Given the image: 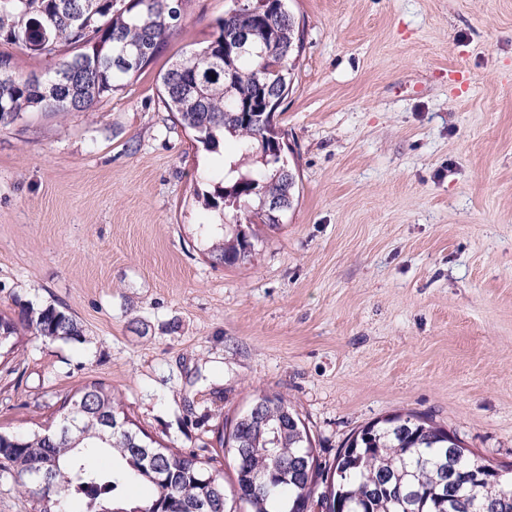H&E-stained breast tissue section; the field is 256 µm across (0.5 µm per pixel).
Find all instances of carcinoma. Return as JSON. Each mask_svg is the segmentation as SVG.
<instances>
[{"label": "carcinoma", "instance_id": "1", "mask_svg": "<svg viewBox=\"0 0 512 512\" xmlns=\"http://www.w3.org/2000/svg\"><path fill=\"white\" fill-rule=\"evenodd\" d=\"M217 21L208 44L173 63L161 76L165 104L194 141L216 151L230 139L235 153L252 154L259 167L243 172L224 156L229 168L207 179L196 192L213 225L224 232L212 245L211 258L226 266L247 261L238 226H274L263 200L283 196L288 185L282 157L263 143L264 99L288 96L293 82L292 55L304 33L286 7L287 0H233ZM181 9L176 0H0V43L22 46L36 57L71 53L51 71L26 77L0 54V125L31 111L66 115L89 111L103 98L123 90L161 52L174 32ZM249 29V49H224V32ZM235 223L228 224V215ZM52 340L82 336L77 321L54 305L21 308L18 319L0 316V358L19 343V329ZM266 425L241 416L229 433L231 445L245 449L233 458L231 495L211 459L164 446L129 417L122 400L94 380L61 400L57 433H0V471L39 505L36 512H69L72 499L80 512H308L311 504L332 503L343 512H512V477L495 476L486 458L465 448L455 455L448 429L429 416L395 413L355 431L333 467L321 468L297 409L283 397L258 394ZM127 422L114 431L103 420ZM112 454V468L99 471L85 459ZM35 470L48 481L34 483ZM139 481L155 488L144 501H129L122 491Z\"/></svg>", "mask_w": 512, "mask_h": 512}]
</instances>
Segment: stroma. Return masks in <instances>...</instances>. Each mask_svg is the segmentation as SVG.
I'll return each mask as SVG.
<instances>
[{
  "mask_svg": "<svg viewBox=\"0 0 512 512\" xmlns=\"http://www.w3.org/2000/svg\"><path fill=\"white\" fill-rule=\"evenodd\" d=\"M231 5L193 0L93 111L0 127V314L51 304L82 328L22 333L0 432L54 425L100 380L228 489L216 432L262 392L295 406L326 465L413 411L512 467V0H290L304 40L275 122L296 196L227 267L195 196L218 157L157 77Z\"/></svg>",
  "mask_w": 512,
  "mask_h": 512,
  "instance_id": "stroma-1",
  "label": "stroma"
}]
</instances>
